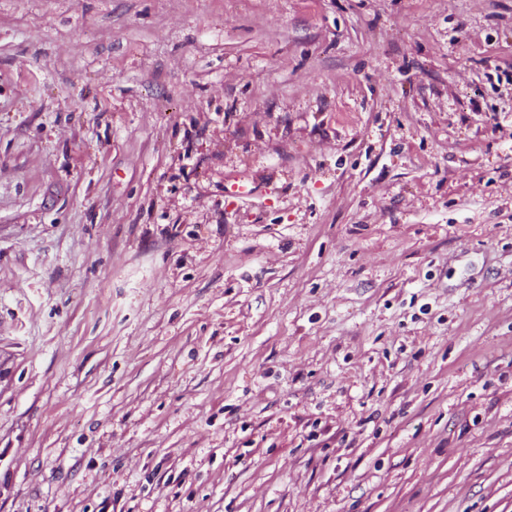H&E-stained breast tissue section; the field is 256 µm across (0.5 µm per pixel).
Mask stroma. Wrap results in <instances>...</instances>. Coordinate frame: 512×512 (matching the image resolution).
Instances as JSON below:
<instances>
[{"mask_svg":"<svg viewBox=\"0 0 512 512\" xmlns=\"http://www.w3.org/2000/svg\"><path fill=\"white\" fill-rule=\"evenodd\" d=\"M0 512H512V0H0Z\"/></svg>","mask_w":512,"mask_h":512,"instance_id":"35a3bbf8","label":"stroma"}]
</instances>
